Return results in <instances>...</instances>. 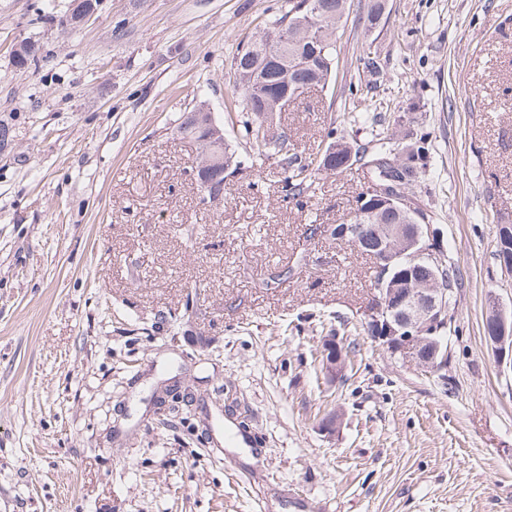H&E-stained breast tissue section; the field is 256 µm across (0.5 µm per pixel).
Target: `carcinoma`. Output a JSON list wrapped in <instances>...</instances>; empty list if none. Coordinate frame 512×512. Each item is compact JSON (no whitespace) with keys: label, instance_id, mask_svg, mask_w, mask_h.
Listing matches in <instances>:
<instances>
[{"label":"carcinoma","instance_id":"cac0c4a2","mask_svg":"<svg viewBox=\"0 0 512 512\" xmlns=\"http://www.w3.org/2000/svg\"><path fill=\"white\" fill-rule=\"evenodd\" d=\"M303 0H287V7L281 15L271 21L273 28L288 30V44L280 45L261 36L245 46L236 49L230 60L234 78L233 110L227 113V121L244 130V138L250 155L251 165L262 166L274 155L281 157L284 170L282 192L288 198L300 199L312 192L315 176L321 172L341 174L352 169L338 161L328 168L324 155L316 154L301 159L290 152L288 135L269 138L263 131L266 115L273 111L281 97L298 96L312 86L329 84L333 72L339 65L336 28L345 11V0H313L317 13L310 15L303 29L292 32L290 26L300 16L299 5ZM385 0H368L366 20L374 27L381 22ZM192 120L189 114H182L177 126L180 136L190 139L199 150L204 133L197 135L189 130ZM373 147L356 145L353 162L360 164L363 173L378 174L376 163L382 160H397L405 157L406 170L412 183H417L429 151L428 136L413 131L399 136L395 132L382 131L374 134ZM201 196L211 191L224 189L222 171L215 169L209 175L207 184H199ZM495 256L497 261H512V224L505 225L496 234ZM442 285L448 289V299L457 302V294L463 285L459 268L444 259L438 272Z\"/></svg>","mask_w":512,"mask_h":512}]
</instances>
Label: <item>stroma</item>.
I'll use <instances>...</instances> for the list:
<instances>
[{"label":"stroma","instance_id":"1","mask_svg":"<svg viewBox=\"0 0 512 512\" xmlns=\"http://www.w3.org/2000/svg\"><path fill=\"white\" fill-rule=\"evenodd\" d=\"M46 2L0 0V512H512V367L485 334L512 312V0H386L372 30L350 0L328 87L267 117L301 156L363 110L428 135L415 198L463 277L443 376L364 331L372 258L306 235L347 222L360 170L300 203L273 161L221 205L196 190L178 120L223 122L231 56L283 0H100L77 28L34 22ZM26 40L43 59L20 70ZM332 328L354 352L333 380ZM171 378L189 419L156 411Z\"/></svg>","mask_w":512,"mask_h":512}]
</instances>
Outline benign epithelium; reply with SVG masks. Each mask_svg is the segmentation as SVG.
Listing matches in <instances>:
<instances>
[{
  "label": "benign epithelium",
  "mask_w": 512,
  "mask_h": 512,
  "mask_svg": "<svg viewBox=\"0 0 512 512\" xmlns=\"http://www.w3.org/2000/svg\"><path fill=\"white\" fill-rule=\"evenodd\" d=\"M205 119L210 147L206 160L194 169L204 182L210 168L224 161V129L209 112H195ZM404 170L385 160L381 181L370 184V193L358 205V214L378 212L393 205L397 216L414 213V200L404 191ZM336 240L371 250L375 269L381 272L374 301L365 313V328L376 341L418 368L440 373L448 368V350L439 333L453 316L448 290L438 280L443 249L434 241L430 224H338ZM494 332L489 337L501 360L512 361V315L494 306L490 315ZM325 368L332 376L344 368V350L334 336L322 344Z\"/></svg>",
  "instance_id": "obj_1"
}]
</instances>
